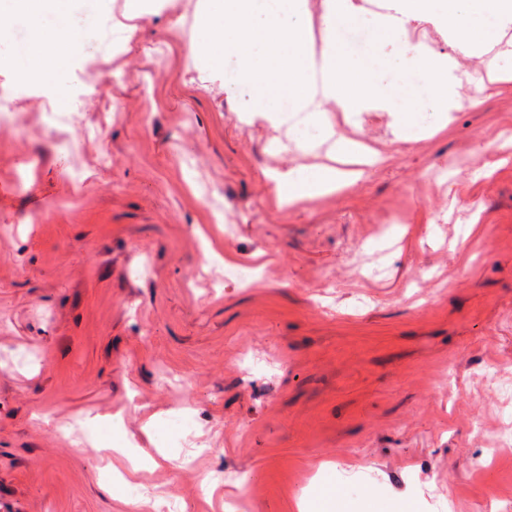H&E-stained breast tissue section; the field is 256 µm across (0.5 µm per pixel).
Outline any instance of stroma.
<instances>
[{
	"label": "stroma",
	"mask_w": 512,
	"mask_h": 512,
	"mask_svg": "<svg viewBox=\"0 0 512 512\" xmlns=\"http://www.w3.org/2000/svg\"><path fill=\"white\" fill-rule=\"evenodd\" d=\"M198 0H165L132 50L79 62V124L0 55V512H134L108 472L179 512H512V80L397 140L386 112L336 131L380 154L353 186L277 207L276 148L203 84ZM118 81H110L113 69ZM251 263L253 285L215 281ZM192 379L191 427L173 409ZM98 416L105 449L53 425ZM172 461H164V454ZM140 470L130 474V461Z\"/></svg>",
	"instance_id": "stroma-1"
}]
</instances>
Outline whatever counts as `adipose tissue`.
<instances>
[{
    "label": "adipose tissue",
    "mask_w": 512,
    "mask_h": 512,
    "mask_svg": "<svg viewBox=\"0 0 512 512\" xmlns=\"http://www.w3.org/2000/svg\"><path fill=\"white\" fill-rule=\"evenodd\" d=\"M324 0L322 38L313 40L307 0H199L189 42L193 64L220 81L246 121L287 129L288 147L350 154L352 139L337 135L330 109L358 126L364 112H386L395 136L418 139L443 128L462 104L460 91L475 77L456 58L411 43L412 22L426 21L461 54L494 52L491 78L512 76V0ZM152 14L151 0H125L121 19L109 20L103 0H0V45L10 46L17 22L29 34L18 64L22 78L57 89L78 78L74 63L91 55L105 31L131 44L136 23ZM368 22L371 50L351 51L347 32ZM357 172L325 164L300 165L271 176L278 204H295L354 184Z\"/></svg>",
    "instance_id": "obj_1"
}]
</instances>
